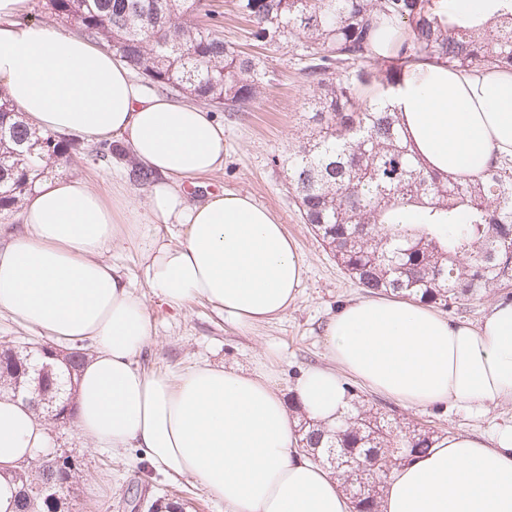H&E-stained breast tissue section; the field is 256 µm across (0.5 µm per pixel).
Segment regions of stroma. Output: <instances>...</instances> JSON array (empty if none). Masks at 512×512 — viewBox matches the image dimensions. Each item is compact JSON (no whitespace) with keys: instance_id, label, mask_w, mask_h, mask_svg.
Here are the masks:
<instances>
[{"instance_id":"35a3bbf8","label":"stroma","mask_w":512,"mask_h":512,"mask_svg":"<svg viewBox=\"0 0 512 512\" xmlns=\"http://www.w3.org/2000/svg\"><path fill=\"white\" fill-rule=\"evenodd\" d=\"M208 3L212 14L206 17V24L226 40L246 42L249 25L236 13L232 0ZM261 59L269 84L247 111L233 115L217 112V119L224 124L227 147L224 168L202 177L199 190L241 191L275 214L307 263L306 279L295 303L279 319L243 332L224 322L206 302L189 300L176 309L160 304L141 278L140 253L135 245H112L104 257L146 297L152 340L138 356V365L177 374L203 363L250 368L261 362L276 372V387L288 399L297 377L325 361L324 324L342 303L363 296L364 290L337 266L310 226L304 224L280 165L304 131L306 101L312 88L288 50L266 51ZM57 172L88 179L107 194L116 183L125 184L131 194L141 197L146 193L144 185L129 180L124 165L108 167L83 155L61 158ZM353 399L430 428L439 437L483 433L493 422L512 416L510 407L478 416L441 404L414 413L395 400L358 387L353 390ZM52 445L77 449L89 475L80 496L71 501V512H134V500L159 496L180 499L185 512H224L223 501L210 496L194 480L173 478L146 466L139 449L88 447L73 424L56 433Z\"/></svg>"}]
</instances>
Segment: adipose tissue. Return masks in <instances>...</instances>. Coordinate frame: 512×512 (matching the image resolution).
<instances>
[{"mask_svg":"<svg viewBox=\"0 0 512 512\" xmlns=\"http://www.w3.org/2000/svg\"><path fill=\"white\" fill-rule=\"evenodd\" d=\"M25 3L0 0V88L44 133L116 144L155 179L141 204L81 178L41 181L22 204L25 233L0 246V310L54 340L93 342L75 396L92 447L140 449L225 512H351L339 477L296 448L297 415L273 371L207 363L173 377L135 361L151 339L147 303L102 259L111 243L137 246L161 302L203 299L244 331L285 314L304 281L295 241L251 195L188 193L223 169V123L148 90L107 46L22 21ZM377 100L442 175L473 180L492 155L512 157V67L462 75L418 62ZM323 334L328 363L301 374L294 398L299 415L326 428L351 409L348 378L415 412L512 404V300L491 296L472 324L399 293L356 298ZM53 431L21 401L0 398V512L13 508L9 473L50 448ZM378 512H512V419L487 434L449 435L395 467Z\"/></svg>","mask_w":512,"mask_h":512,"instance_id":"adipose-tissue-1","label":"adipose tissue"}]
</instances>
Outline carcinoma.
Masks as SVG:
<instances>
[{
  "label": "carcinoma",
  "mask_w": 512,
  "mask_h": 512,
  "mask_svg": "<svg viewBox=\"0 0 512 512\" xmlns=\"http://www.w3.org/2000/svg\"><path fill=\"white\" fill-rule=\"evenodd\" d=\"M489 18L438 0H236L252 23L251 39L266 50L288 47L316 84L307 109L312 126L283 159L304 222L336 263L368 293L405 292L452 309L512 286V167L497 162L484 178L461 182L417 160L391 108L359 103L374 81L389 91L418 61L442 62L469 74L512 67V0H496ZM61 21L116 52L150 84L188 93L226 112H244L265 90L260 58L195 22L202 0H47ZM407 30L395 56L376 50L380 21ZM109 166L110 145L88 149L76 137L41 135L0 92V212H10L66 152ZM454 212L457 221L446 218ZM82 361L61 364L45 379L57 388L77 379ZM304 448H341L358 462L337 471L347 485L364 486L356 512H377L381 475L427 451L434 432L402 426L379 411L356 410L336 430L300 425ZM53 448L22 465L21 484L45 475ZM81 464L48 478L79 492Z\"/></svg>",
  "instance_id": "obj_1"
}]
</instances>
